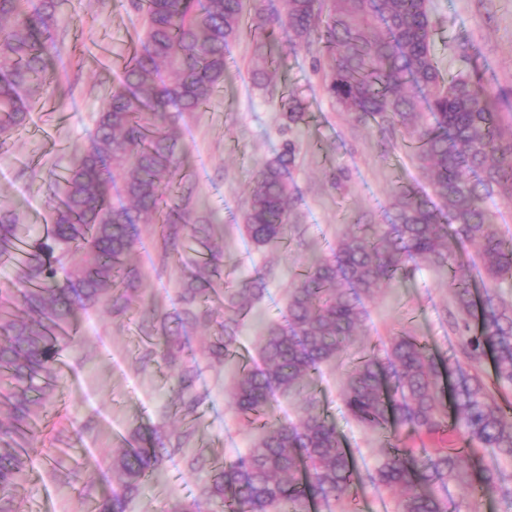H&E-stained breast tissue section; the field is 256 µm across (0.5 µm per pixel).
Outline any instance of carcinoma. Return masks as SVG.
<instances>
[{
  "mask_svg": "<svg viewBox=\"0 0 512 512\" xmlns=\"http://www.w3.org/2000/svg\"><path fill=\"white\" fill-rule=\"evenodd\" d=\"M130 2L142 28L125 81L103 103L88 145L52 179L53 223L31 230L12 207L0 205V263L13 267L10 287L0 289V512H20L13 491L51 405L59 355L78 344L76 312L89 303L128 308L135 277L129 256L140 225H151L171 255L186 242L197 253L180 295L182 310L159 311L156 322L211 320V303L219 299L224 319L207 350L225 360L235 356L240 327L266 293L264 277L226 281L219 295L224 264L212 236L222 220L210 210L190 216L187 154L169 118L202 111L224 87L227 50L243 36L252 43L254 78L276 74L281 28L295 47L318 46L316 69L340 111L403 137L440 204L402 186L387 223L351 224L328 251L308 258L285 309L265 322L259 362L241 366L232 383L235 411L260 422V437L246 452L211 466L208 512H308L314 501L347 498L359 476L314 398L305 399L297 421L275 416L273 403L301 392L346 353L365 327L367 298L424 268L451 277L454 367L419 337L394 336L384 357L365 354L351 362L343 402L359 422L389 432L370 480L401 490L399 512H462L448 502L451 483L474 498L492 492L498 461H512V419L481 366L492 359L496 383L512 387V303L497 288L512 281V238L500 234L487 201L512 197V123L477 72L443 75L428 0H282L274 14L250 12L246 0ZM61 5L0 0V145L42 98ZM284 107V130L309 123L311 115L294 98ZM296 156L289 138L253 178L240 230L258 248L288 243ZM118 183L125 202L114 205ZM466 254L485 279L477 302L459 274ZM155 339L163 358L181 353L178 330L157 332ZM193 377L188 368L177 372V399ZM409 435L442 445L410 448ZM167 438L154 428L133 434L135 446L112 457L120 484L95 512H125L129 496L156 475L157 449ZM486 453L495 464L483 462Z\"/></svg>",
  "mask_w": 512,
  "mask_h": 512,
  "instance_id": "1",
  "label": "carcinoma"
}]
</instances>
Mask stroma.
<instances>
[{"mask_svg": "<svg viewBox=\"0 0 512 512\" xmlns=\"http://www.w3.org/2000/svg\"><path fill=\"white\" fill-rule=\"evenodd\" d=\"M430 13L442 62L453 61L452 44L466 43L470 68L497 94L500 112L512 117V0H430ZM140 28L129 0H64L56 36L59 53L49 67L52 86L35 110L39 120L0 149V203L15 206L21 223L50 222V176L63 171L75 148L87 143L105 97L123 80L121 59ZM276 37L277 81L286 94L309 103L312 113L297 135V202L287 247L256 249L239 230L256 171L286 139L280 100L263 92L252 76L248 39L231 47L238 74L201 112L176 122L179 142L189 152L195 193L222 218L214 237L224 253V271L237 280L263 274L267 293L256 308L267 317L278 316L309 247L327 248L362 217L384 223L398 186L431 191L399 138L382 136L376 127L340 112L314 70L313 55L290 49L285 29H278ZM192 256L187 249L183 262L165 257L157 238L142 228L131 256L140 280L129 311L93 306L80 314V340L62 352L57 368L63 393L45 419L39 452L15 492L22 512H92L95 501L118 483L113 453L129 447L139 426L174 427L190 440L165 452L157 478L129 502L127 512H171L175 507L206 512L208 475L190 468V459L221 462L254 442L255 431L225 398L234 365L206 349L217 323L191 329L184 338L181 361L195 370L190 396L197 407L189 415L171 397L175 368L148 355L139 329L135 311L145 296L177 308L184 262ZM365 306L368 317L355 350L382 352L390 336L403 331L426 340L443 357L457 343L448 329L452 290L445 271L426 270L415 280L386 284ZM344 373L339 363L328 364L310 391L335 423L360 480L347 501L319 506L317 512H396L398 492L375 487L368 478L383 437L346 412Z\"/></svg>", "mask_w": 512, "mask_h": 512, "instance_id": "1", "label": "stroma"}]
</instances>
